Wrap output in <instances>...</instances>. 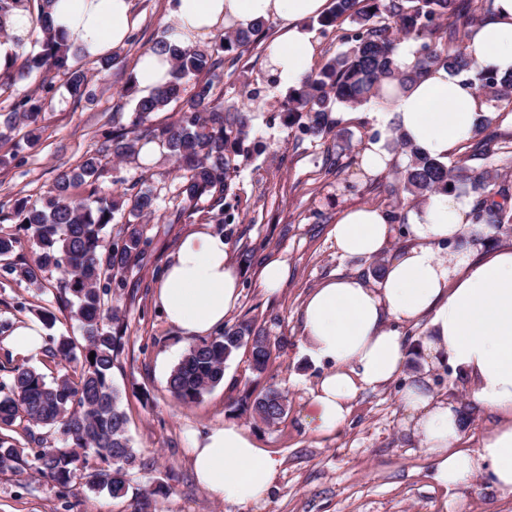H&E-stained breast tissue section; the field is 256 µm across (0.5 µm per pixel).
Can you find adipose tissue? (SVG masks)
<instances>
[{
  "mask_svg": "<svg viewBox=\"0 0 512 512\" xmlns=\"http://www.w3.org/2000/svg\"><path fill=\"white\" fill-rule=\"evenodd\" d=\"M168 38L193 46L225 28L274 20L282 34L268 68L278 85L299 87L314 63L304 20L323 14L327 0H169ZM493 14L467 39L474 69H512V0H494ZM55 29L74 34L83 55L97 58L121 46L130 32V0H55ZM484 108L474 85L445 69L430 71L384 99L379 122L395 120L415 145L440 161L469 136ZM472 199L457 192L431 194L412 211L409 247L377 279L337 274L307 297L300 319L303 348L325 366L307 393L306 428L330 435L346 422L362 392L401 375L411 359L420 368L402 393L404 432L435 462L443 486L470 488L489 475L494 490L512 496V248L493 249L492 229L469 221ZM394 233L385 212L346 211L330 235L352 257L383 253ZM466 239L464 248L454 243ZM240 274L223 235L199 225L179 242L155 290V302L179 336L195 339L222 327L240 300ZM428 320L429 331L409 346L399 327ZM459 370L474 405L491 416L479 447L457 448L464 407L435 396L430 376L443 365ZM197 482L239 505L266 502L280 462L236 423L210 429L189 450Z\"/></svg>",
  "mask_w": 512,
  "mask_h": 512,
  "instance_id": "adipose-tissue-1",
  "label": "adipose tissue"
}]
</instances>
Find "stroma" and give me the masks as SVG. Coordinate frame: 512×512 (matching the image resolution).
Instances as JSON below:
<instances>
[{
    "label": "stroma",
    "mask_w": 512,
    "mask_h": 512,
    "mask_svg": "<svg viewBox=\"0 0 512 512\" xmlns=\"http://www.w3.org/2000/svg\"><path fill=\"white\" fill-rule=\"evenodd\" d=\"M167 9L168 0H131L137 42L120 46L121 63L106 72L97 71L95 60L84 59L93 100L72 97L64 77L56 76L51 90L41 94L44 110L36 130L7 121L15 102L34 91V83L19 80L0 93V225L18 239L13 259L36 258L33 241L12 218L17 199L45 193L57 173L78 169L94 152L102 132L129 125L131 105L122 90L139 55L163 36ZM280 34L279 24L268 21L265 38L248 48L235 72L215 88L225 105L244 104L252 113L249 157L235 178L238 192L224 200L236 220L215 230L229 242L241 276L242 297L228 323L252 321L275 344L264 373L253 370L243 349L227 362L223 382L196 403L183 404L170 394L167 378L188 342L168 325L153 293L178 241L199 220H175L179 181L163 161L111 160L104 167L102 181L114 195L152 190L160 212L159 218L144 222L150 240L146 253L112 281L126 326V347L112 369V383L121 394L134 448L149 462L151 478L171 488L168 496L151 500L148 512H512V496H500L485 478L475 479L465 491L436 481L433 460L402 430L403 380L363 392L332 435L309 432L302 422L308 390L323 369L301 352L300 308L331 275L370 276L373 259L340 255L329 233L344 211L390 210L392 174L369 176L360 165L361 144L376 131L377 102L365 104L355 122L322 140H310L280 120L288 91L273 82L267 67L268 51ZM248 88L259 90V97L244 101ZM330 158L337 161L332 175L325 166ZM273 258L285 260L289 273L272 295L260 272ZM7 261L0 259V381L22 363L49 378L62 375L63 365L39 352L19 355L11 343L19 323L34 321V309L54 307L61 272L46 271L38 291L12 280ZM271 385L287 395L288 414L269 428L239 401L245 392ZM226 422L248 428L281 462L266 503L237 506L196 481L189 458L194 438ZM141 487L133 482L122 499L79 484L62 490L26 463L0 472V512H133Z\"/></svg>",
    "instance_id": "obj_1"
}]
</instances>
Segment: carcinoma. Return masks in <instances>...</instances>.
Listing matches in <instances>:
<instances>
[{
    "instance_id": "cac0c4a2",
    "label": "carcinoma",
    "mask_w": 512,
    "mask_h": 512,
    "mask_svg": "<svg viewBox=\"0 0 512 512\" xmlns=\"http://www.w3.org/2000/svg\"><path fill=\"white\" fill-rule=\"evenodd\" d=\"M53 0H0V33H7L3 18L23 8L42 31L38 48L26 55L21 65L11 61L0 71V88L18 79L49 86V74L67 77L69 93L80 99L90 97L89 82L79 63L77 39L52 28ZM471 0H332V7L319 19L323 32L332 33L345 50L311 69L302 84L292 89L283 106V121L299 124L303 134L324 139L341 123L340 113L355 111L371 99L382 96L392 83L400 86L427 72L444 67L457 75L473 76L486 110L472 129L474 151L493 155L508 148L511 134L487 137L484 132L494 122L500 104H512V72L473 70L464 49L454 46L460 34H468L483 21L470 6ZM415 46L414 64L401 67L394 32ZM266 34V21L248 29L224 33L208 46L180 48L167 39L149 50L166 53L172 60L167 84L147 95L138 94L128 84L123 96L133 104L130 129L102 134L93 154L77 171L57 174L42 196L18 200L14 217L33 239L37 258L32 263L9 265L17 283L30 288L43 287L42 273L49 267L62 269L64 277L57 288L59 299L70 309L83 329L84 344L69 336L53 340L43 350L50 361L75 362L79 368L50 381L26 364L14 367L9 383L0 384V471L14 470L21 454L28 449L39 473L55 486L66 489L80 483L89 490L107 491L123 498L131 488L134 471H148L133 447L128 433V417L119 391L112 385V367L125 350V330L119 324L118 308L108 305L110 288L102 285L126 269L145 253L149 245L141 219L156 213V197L150 190L138 191L118 201L100 182L102 161L109 158L130 160L139 155V142L158 141L164 159L179 172L178 195L185 206L176 217L191 218L207 203V220L224 223V196L233 191V178L245 155L249 131L246 107H224L214 97L215 83L221 81L215 55L222 63L235 66L249 46ZM205 79H199L200 75ZM195 80L193 92L183 98L185 83ZM183 101L179 118L161 128L140 130L152 116L173 101ZM43 110L35 94L19 100L14 113L26 123L38 120ZM388 148L407 156L405 166L395 167V183L390 195L397 205L389 211L391 221L401 220L399 204L422 203L441 190L464 187L473 197L471 223L500 228L512 224L508 195L497 201L486 194L489 179L506 182L509 173L491 174L468 164L461 157L446 165L431 159L393 134ZM83 186L90 200L78 203L73 189ZM118 225L117 241L107 239L108 226ZM111 314L112 323L104 322ZM254 370L267 369L272 346L264 331L249 321L224 325L209 336L194 340L180 362L172 369L167 387L184 404L197 402L222 381L227 361L248 340ZM94 359H89V356ZM283 393L269 386L244 402L251 414L268 426L281 422L287 412ZM21 428L23 439L14 435ZM95 458L99 466L88 465Z\"/></svg>"
}]
</instances>
